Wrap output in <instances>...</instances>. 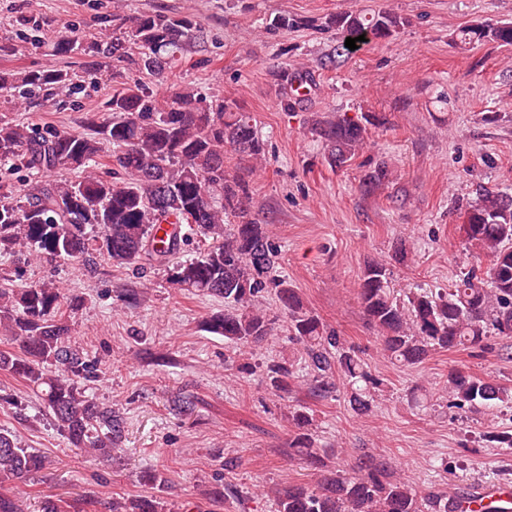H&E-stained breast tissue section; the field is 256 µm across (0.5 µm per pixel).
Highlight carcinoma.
I'll list each match as a JSON object with an SVG mask.
<instances>
[{"instance_id": "obj_1", "label": "carcinoma", "mask_w": 512, "mask_h": 512, "mask_svg": "<svg viewBox=\"0 0 512 512\" xmlns=\"http://www.w3.org/2000/svg\"><path fill=\"white\" fill-rule=\"evenodd\" d=\"M112 58L124 59L132 47L141 50L138 69L160 73L192 41L203 38L189 16L152 13L132 25L115 18ZM405 20L388 10L367 14L337 13L324 27L336 31L335 56L352 54L348 37L366 42L395 36ZM301 22L286 14L269 19L277 35ZM461 45L493 41L512 47V21L479 22L455 34ZM56 50L85 51L77 37L59 40ZM0 89L18 99L39 90L71 95L79 89L67 70L0 71ZM107 116H91L88 133L54 130L37 136L27 127L0 122V162L33 170L84 169L78 181L59 178L36 187L21 201L0 192V252L18 249L46 259L76 258L89 266L96 254L117 265H154L168 269L176 287L224 298V311L211 315L207 330L220 334L239 350L260 345L284 326L302 349V363L271 359L252 363L233 353L224 370L242 376L260 374L277 393H288L302 375L312 378L311 395L324 399L337 392L342 377L351 408L360 415L376 407L384 382L374 376L355 348L308 310L288 279L280 274V246L260 222L249 182L231 173L224 159L232 153L257 160L263 143L250 117L237 102L218 99L200 105L187 89H173L162 100L138 81L116 89ZM387 117L363 112L357 119L327 113L311 124L310 133L326 147L332 168L351 162L366 145L369 130L385 128ZM112 146L108 180L90 171L100 165L103 148ZM385 162L365 174L361 188L373 194L389 181ZM171 225L156 237V225ZM465 243L476 264L449 288L411 290L401 299L388 282L386 263L373 261L359 282V300L367 320L377 328L381 350L395 363L414 367L436 351L489 349L494 338H512V192L481 186L467 206ZM207 248L184 261L178 255L196 237ZM273 297L277 311L265 309ZM65 297L54 282L26 288H0V323L15 344L0 351V371L22 380L42 402L53 424L76 450L110 457L122 453L125 417L119 409L86 395L99 381L101 362L71 345V327L62 315ZM452 406H483L512 401L508 389L461 369L448 373ZM169 409L191 415L192 397L175 393ZM292 430L288 447L320 472L313 486L288 485L275 494L276 512H505L494 505L463 507L467 492L419 489L394 478L382 455L361 451L354 475L325 474L324 452L312 432V410L295 405L288 411ZM48 457L24 448L13 432L0 429V485H11L44 470ZM140 481L164 489L166 478L154 468ZM92 501L73 499L62 505L47 497L42 512H86ZM154 495L115 500L111 512H163Z\"/></svg>"}]
</instances>
